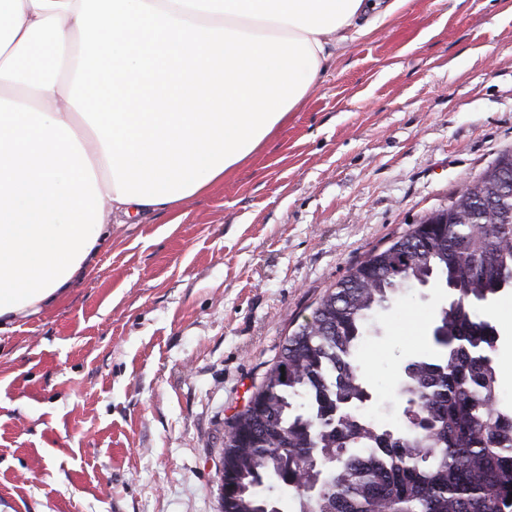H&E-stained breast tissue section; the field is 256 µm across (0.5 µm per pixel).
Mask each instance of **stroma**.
<instances>
[{"mask_svg": "<svg viewBox=\"0 0 512 512\" xmlns=\"http://www.w3.org/2000/svg\"><path fill=\"white\" fill-rule=\"evenodd\" d=\"M512 147V0H409L337 47L305 107L178 212L116 224L95 270L0 334V512H221L219 452L327 287ZM441 297L383 312L376 421ZM512 405V289L484 311Z\"/></svg>", "mask_w": 512, "mask_h": 512, "instance_id": "obj_1", "label": "stroma"}]
</instances>
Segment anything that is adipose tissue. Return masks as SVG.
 Listing matches in <instances>:
<instances>
[{
  "label": "adipose tissue",
  "instance_id": "adipose-tissue-1",
  "mask_svg": "<svg viewBox=\"0 0 512 512\" xmlns=\"http://www.w3.org/2000/svg\"><path fill=\"white\" fill-rule=\"evenodd\" d=\"M409 0H0V333L223 182Z\"/></svg>",
  "mask_w": 512,
  "mask_h": 512
}]
</instances>
